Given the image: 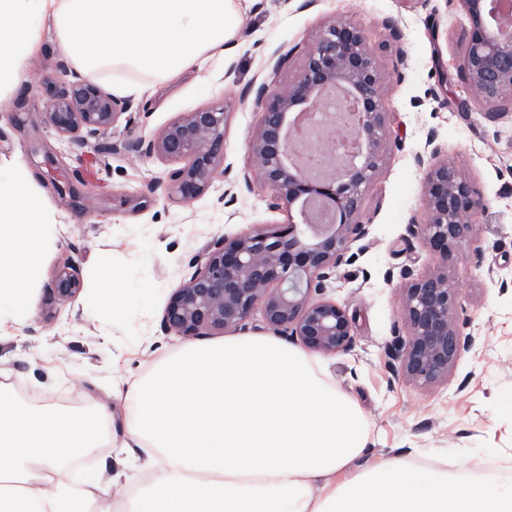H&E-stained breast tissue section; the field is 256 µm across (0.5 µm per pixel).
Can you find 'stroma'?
I'll use <instances>...</instances> for the list:
<instances>
[{
  "label": "stroma",
  "instance_id": "1",
  "mask_svg": "<svg viewBox=\"0 0 512 512\" xmlns=\"http://www.w3.org/2000/svg\"><path fill=\"white\" fill-rule=\"evenodd\" d=\"M336 20L370 31L388 124L385 161L356 217L366 234L349 243L325 292L353 315L355 344L313 355L324 378L363 414L369 446L355 465L398 457L493 473L512 460V118L490 119L457 69L463 14L444 0H250L223 55L173 81L143 77L146 89L130 96L129 112L98 136H62L48 124L49 101L62 83L79 76L108 93L113 82L108 72L77 73L57 48L53 24L39 35L29 81L0 101V164L31 170L64 227L44 263L32 317L0 328V383L35 408L90 405L105 413L111 443L84 463L106 477L125 471L126 492L151 478L142 458L120 450L126 394L187 344L160 328L171 294L216 239L288 220L270 208L271 189L248 174L261 114L245 92L287 88L305 63L310 35ZM388 20L400 38L385 29ZM218 103L227 112L225 174L187 204L171 179L182 161L137 156L128 147L156 139L182 113ZM430 136L488 208L474 217L467 245L448 268L461 332L474 345L447 378L424 386L396 377L391 351L409 339L406 277L440 263L421 235L429 214L426 170L416 157ZM63 269L80 282L65 301L52 291ZM127 280L129 300L110 308V291Z\"/></svg>",
  "mask_w": 512,
  "mask_h": 512
}]
</instances>
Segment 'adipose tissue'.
Masks as SVG:
<instances>
[{
	"label": "adipose tissue",
	"instance_id": "1",
	"mask_svg": "<svg viewBox=\"0 0 512 512\" xmlns=\"http://www.w3.org/2000/svg\"><path fill=\"white\" fill-rule=\"evenodd\" d=\"M77 68L174 77L223 49L234 0H0V97L26 76L45 22ZM59 226L30 173L0 172V326L19 324ZM127 447L158 473L130 512H512V483L391 459L340 485L363 455L360 411L302 350L272 336L194 344L127 395ZM105 418L35 409L0 387V512H112L85 473L54 474L97 447Z\"/></svg>",
	"mask_w": 512,
	"mask_h": 512
}]
</instances>
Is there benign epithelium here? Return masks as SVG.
<instances>
[{"label": "benign epithelium", "instance_id": "obj_1", "mask_svg": "<svg viewBox=\"0 0 512 512\" xmlns=\"http://www.w3.org/2000/svg\"><path fill=\"white\" fill-rule=\"evenodd\" d=\"M445 2L458 7L468 21L460 70L475 99L492 118L512 111V36L506 38L494 28L489 0ZM380 85L366 29L337 20L311 34L305 65L288 90L258 88L254 105L261 120L249 144L250 163L273 190L270 207L294 212L297 219L214 242L201 267L173 292L162 319L164 330L185 339L241 330L258 311L268 329L295 338L308 350L335 353L353 346L346 307L322 298V291L352 237L365 235L355 218L365 187L382 162L386 112ZM338 90L354 109L348 159L334 171L316 175L300 163L299 155L319 145L291 136L289 115L299 108L304 113L316 111ZM118 116L115 99L93 83L78 81L54 95L47 120L63 136H96L113 126ZM225 121L222 104L186 112L147 146V151L165 158L187 160L171 175L183 201L198 198L224 175L220 151ZM434 141L435 136H429V156L420 155L417 162L427 165L425 204L430 221L423 225L422 236L441 263L404 289L410 340L395 349L402 375L421 385L447 376L460 349L473 345L472 338H461L455 322L458 293L448 278V262L464 248L471 230L462 218H472L488 206L456 165L438 160ZM313 200L323 201L339 223H311L308 204ZM79 289L72 274L62 271L56 276L59 298L69 299Z\"/></svg>", "mask_w": 512, "mask_h": 512}]
</instances>
